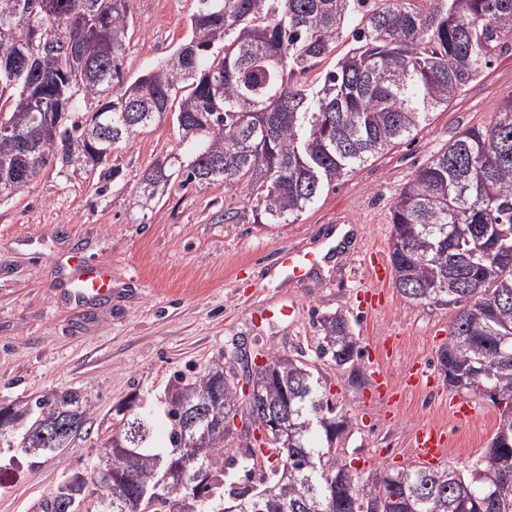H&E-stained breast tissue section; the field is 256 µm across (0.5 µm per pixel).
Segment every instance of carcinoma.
I'll return each instance as SVG.
<instances>
[{
    "instance_id": "carcinoma-1",
    "label": "carcinoma",
    "mask_w": 512,
    "mask_h": 512,
    "mask_svg": "<svg viewBox=\"0 0 512 512\" xmlns=\"http://www.w3.org/2000/svg\"><path fill=\"white\" fill-rule=\"evenodd\" d=\"M129 0H0V201L49 164L88 176L119 169L112 148L171 117L178 147L144 172L141 207L181 189L237 188L260 224H293L323 191L385 151L415 140L431 114L512 51V0H195L183 42L133 80L123 72ZM348 36L353 47L320 65ZM315 78H310V75ZM91 111L79 121L72 114ZM395 287L415 303L454 309L436 359L448 388L476 399L512 397V92L485 126L459 133L404 183L390 211ZM316 354L336 368L361 355L351 322L317 320ZM241 396L231 362L170 382L169 446L153 442V414L112 429V509L144 512L176 461L203 448L194 467L207 484L184 488L152 512H224L230 411L263 431L264 405L288 417V461L237 496L236 512H512V412L499 413L483 455L451 465L353 469L346 414L325 399L302 359L266 351ZM210 413L190 425L188 410ZM91 402L50 391L15 406L22 452L36 460L87 432Z\"/></svg>"
}]
</instances>
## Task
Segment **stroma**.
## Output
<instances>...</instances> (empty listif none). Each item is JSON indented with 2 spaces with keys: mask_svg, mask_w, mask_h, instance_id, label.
Segmentation results:
<instances>
[{
  "mask_svg": "<svg viewBox=\"0 0 512 512\" xmlns=\"http://www.w3.org/2000/svg\"><path fill=\"white\" fill-rule=\"evenodd\" d=\"M193 0H130L124 71L134 78L182 41ZM512 92V52L498 57L465 92L436 110L415 141L394 147L322 194L294 224L255 222L240 191L214 185L172 188L159 203L138 204L145 170L174 152L171 121L112 151L116 179H80L48 167L0 202V404L48 390H76L92 401L88 435L34 463L0 447V512H38L68 474L90 467L131 395L163 397L176 374L193 377L237 346L303 354L319 370L333 405L354 422L348 446L355 467L409 465L414 430L448 432V463L464 470L487 447L499 411L479 402L474 418L453 422L436 352L448 337L450 310L404 299L394 282L375 310L358 307L372 288V254L388 257L390 209L402 185L465 128L486 125ZM354 230L329 269L299 281L268 277L280 252L313 254L336 225ZM107 272L112 293L96 301L71 293V257ZM345 314L359 338L354 367L336 369L315 353V320ZM393 337L392 354L383 341ZM399 384L392 404L372 390V368ZM433 383L402 386L412 367Z\"/></svg>",
  "mask_w": 512,
  "mask_h": 512,
  "instance_id": "obj_1",
  "label": "stroma"
}]
</instances>
